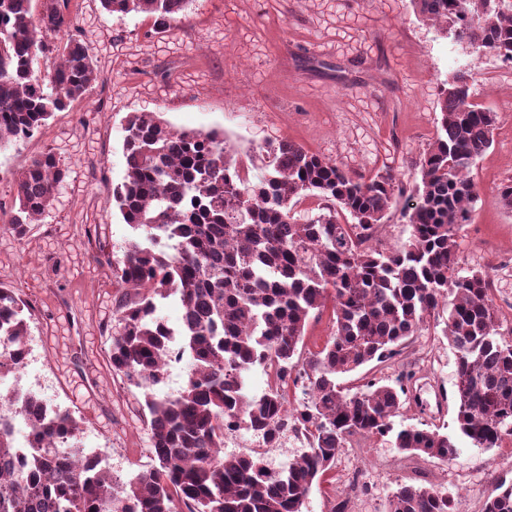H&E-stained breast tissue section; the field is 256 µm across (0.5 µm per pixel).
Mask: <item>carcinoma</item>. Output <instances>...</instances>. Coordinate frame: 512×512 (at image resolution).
Returning a JSON list of instances; mask_svg holds the SVG:
<instances>
[{
	"mask_svg": "<svg viewBox=\"0 0 512 512\" xmlns=\"http://www.w3.org/2000/svg\"><path fill=\"white\" fill-rule=\"evenodd\" d=\"M0 0V148L32 136L56 112L86 98L98 81L94 55L73 26L72 0ZM191 0H99L111 14L143 13L153 26L178 21ZM416 14L439 21L478 53L512 60V3L505 0H412ZM54 56L43 77L37 54ZM464 72L448 80L440 133L420 159L409 188L394 175L354 178L335 161L283 140L266 150L270 171L258 181L233 159L215 131L177 130L148 113L125 124L126 173L113 204L132 229L122 257L107 259L122 292L113 311L111 359L121 379L143 390L154 465L122 481L93 461L69 412L50 417L31 391L0 394V512H302L312 486L335 464L352 436L393 437V447L442 462L456 442L437 429L394 428L407 395L368 382L353 390L340 379L383 362L430 321L456 353L459 430L477 448L512 439V341L498 332L487 271L462 273L456 238L478 196L470 172L492 145L496 114L469 101ZM67 176L47 149L13 178L14 204L0 228L17 238L51 209ZM409 193L404 215L411 238L389 252L370 246L396 194ZM317 196L329 205L295 219L292 200ZM349 214L354 223L341 222ZM176 298V330L157 316ZM29 303L0 285V373L27 357ZM331 311L336 331L303 355L306 323ZM447 317L440 319V312ZM190 360L186 385L158 397L169 361ZM276 379L248 396L255 366ZM302 373L306 398L289 406L286 378ZM31 439L19 453L12 421ZM259 434L269 447L291 427L308 451L278 472L263 450L216 457L224 423ZM483 512H512V484L500 483ZM461 502L433 486L404 484L387 512H462Z\"/></svg>",
	"mask_w": 512,
	"mask_h": 512,
	"instance_id": "carcinoma-1",
	"label": "carcinoma"
}]
</instances>
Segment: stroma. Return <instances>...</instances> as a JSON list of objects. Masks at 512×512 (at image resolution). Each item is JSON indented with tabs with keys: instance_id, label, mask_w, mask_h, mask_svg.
<instances>
[{
	"instance_id": "35a3bbf8",
	"label": "stroma",
	"mask_w": 512,
	"mask_h": 512,
	"mask_svg": "<svg viewBox=\"0 0 512 512\" xmlns=\"http://www.w3.org/2000/svg\"><path fill=\"white\" fill-rule=\"evenodd\" d=\"M82 39L100 79L90 95L28 138L0 149V209L13 204L12 177L52 147L68 168L53 208L26 238L0 229V284L34 306L28 321L31 363L16 379L49 405L81 421L84 447L100 449L121 480L153 463L141 390L110 363L119 290L99 254L122 255L131 230L112 204L126 158L125 120L151 112L176 129L218 131L243 162H261L267 143L291 140L365 178L389 172L404 185L439 129L441 91L470 71L472 102L497 115L491 147L472 177L479 195L457 237L464 270H485L504 337H512V207L498 193L512 180V64L479 54L443 26L421 21L411 0H191L173 32L146 15L109 14L98 0H72ZM405 199L375 228L373 244L402 246L411 235ZM413 385L395 426L456 432L455 351L439 327L418 331L400 354L372 362L347 380ZM94 393L97 407L82 402ZM446 463L400 453L388 439L350 437L302 512H387L402 484H433L482 512L499 482L512 483V440L501 448L457 441Z\"/></svg>"
}]
</instances>
